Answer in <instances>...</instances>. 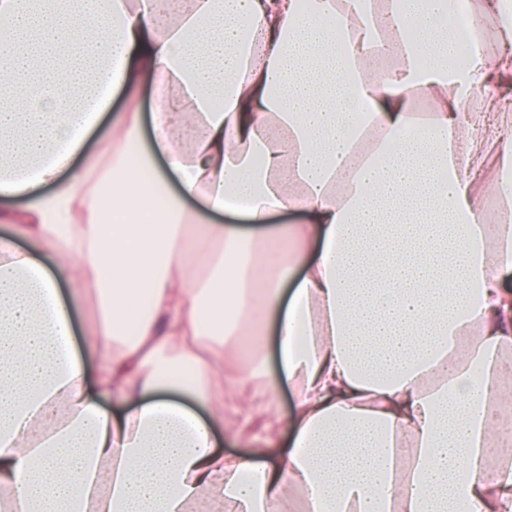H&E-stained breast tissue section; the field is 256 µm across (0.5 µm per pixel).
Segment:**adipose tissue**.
Segmentation results:
<instances>
[{
  "instance_id": "ef3b65f1",
  "label": "adipose tissue",
  "mask_w": 512,
  "mask_h": 512,
  "mask_svg": "<svg viewBox=\"0 0 512 512\" xmlns=\"http://www.w3.org/2000/svg\"><path fill=\"white\" fill-rule=\"evenodd\" d=\"M447 15L448 0H0V198H28L11 220L32 242L0 239L12 512H512V224L481 214L489 191L512 214V10L474 0L464 37ZM148 80L152 143L123 113L101 159L59 179ZM288 210L306 221L270 224ZM225 211L245 225L208 222ZM63 278L97 296L83 353ZM269 318L279 373L263 378ZM230 339L251 353L228 377ZM255 378L292 387L291 439L224 454V397ZM129 111V102L122 95H118L113 99L112 109L100 120L98 126L90 134L87 139L85 152L78 159V163H82L87 157L94 156L103 151L105 144L108 142L113 132L112 119L120 112Z\"/></svg>"
}]
</instances>
